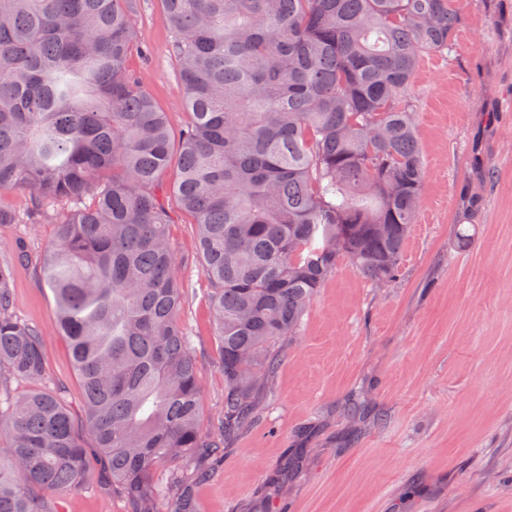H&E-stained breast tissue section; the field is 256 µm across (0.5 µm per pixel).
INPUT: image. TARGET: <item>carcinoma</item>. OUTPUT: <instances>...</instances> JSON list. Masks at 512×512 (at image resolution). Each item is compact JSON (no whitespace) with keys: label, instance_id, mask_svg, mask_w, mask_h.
Here are the masks:
<instances>
[{"label":"carcinoma","instance_id":"carcinoma-1","mask_svg":"<svg viewBox=\"0 0 512 512\" xmlns=\"http://www.w3.org/2000/svg\"><path fill=\"white\" fill-rule=\"evenodd\" d=\"M162 3L189 116L176 157L126 70L136 0H0V196L32 203L0 205V224L55 225L39 273L85 412L46 383L44 338L14 315L0 262V512H58L97 476L127 512H198L338 261L392 281L416 221L426 170L404 101L423 55L451 44L453 0ZM169 193L196 217L224 373L207 432Z\"/></svg>","mask_w":512,"mask_h":512}]
</instances>
